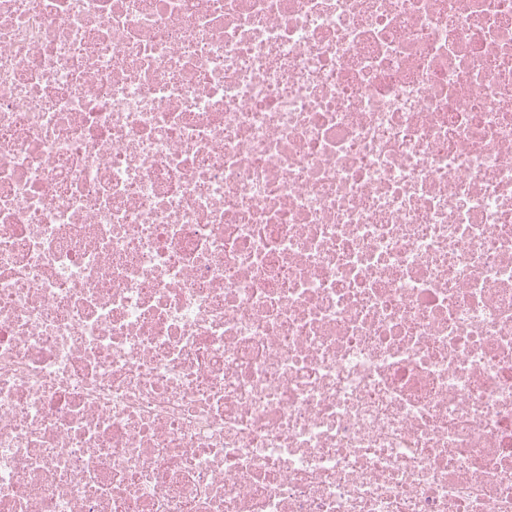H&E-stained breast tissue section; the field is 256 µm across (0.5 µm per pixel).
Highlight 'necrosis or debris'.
<instances>
[{
	"mask_svg": "<svg viewBox=\"0 0 512 512\" xmlns=\"http://www.w3.org/2000/svg\"><path fill=\"white\" fill-rule=\"evenodd\" d=\"M0 512H512V0H0Z\"/></svg>",
	"mask_w": 512,
	"mask_h": 512,
	"instance_id": "1",
	"label": "necrosis or debris"
}]
</instances>
